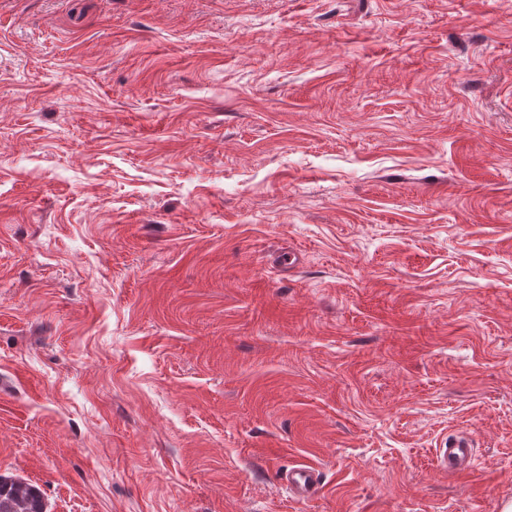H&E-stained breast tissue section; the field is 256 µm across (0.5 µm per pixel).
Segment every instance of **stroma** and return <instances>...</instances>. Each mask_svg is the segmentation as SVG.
<instances>
[{"mask_svg":"<svg viewBox=\"0 0 512 512\" xmlns=\"http://www.w3.org/2000/svg\"><path fill=\"white\" fill-rule=\"evenodd\" d=\"M0 475L505 512L512 0H0ZM436 456L441 468L452 472L468 469L473 460V445L465 438L448 440L445 448H437ZM283 481L298 500H305L319 489L317 470L308 464H297L284 475Z\"/></svg>","mask_w":512,"mask_h":512,"instance_id":"1","label":"stroma"}]
</instances>
